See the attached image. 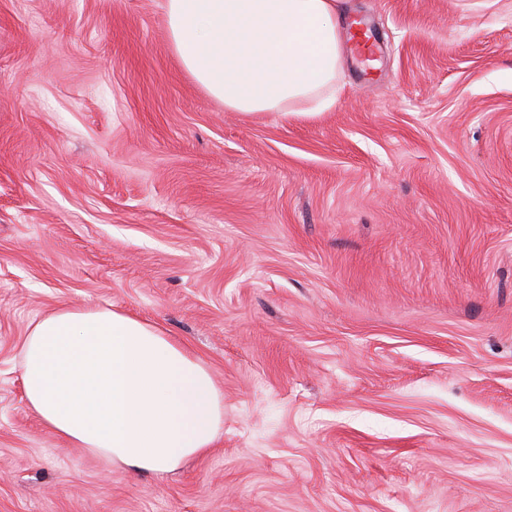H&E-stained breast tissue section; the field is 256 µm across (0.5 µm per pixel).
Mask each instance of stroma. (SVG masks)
Here are the masks:
<instances>
[{"mask_svg": "<svg viewBox=\"0 0 512 512\" xmlns=\"http://www.w3.org/2000/svg\"><path fill=\"white\" fill-rule=\"evenodd\" d=\"M335 106L225 110L164 0H0V512H512V0H343ZM148 321L224 393L162 477L62 442L20 353Z\"/></svg>", "mask_w": 512, "mask_h": 512, "instance_id": "35a3bbf8", "label": "stroma"}]
</instances>
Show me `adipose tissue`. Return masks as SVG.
I'll use <instances>...</instances> for the list:
<instances>
[{"label": "adipose tissue", "instance_id": "ef3b65f1", "mask_svg": "<svg viewBox=\"0 0 512 512\" xmlns=\"http://www.w3.org/2000/svg\"><path fill=\"white\" fill-rule=\"evenodd\" d=\"M185 70L225 109L316 114L336 103L340 0H165ZM28 405L68 445L160 476L212 448L224 395L201 360L155 325L61 307L21 349Z\"/></svg>", "mask_w": 512, "mask_h": 512}]
</instances>
